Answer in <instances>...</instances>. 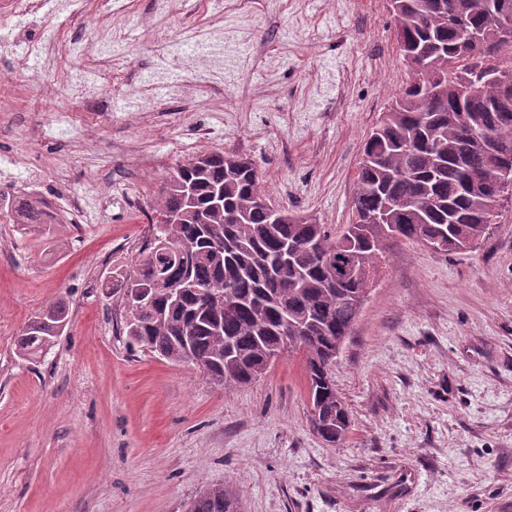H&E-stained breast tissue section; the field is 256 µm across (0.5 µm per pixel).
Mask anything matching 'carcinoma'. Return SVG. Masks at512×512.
Instances as JSON below:
<instances>
[{"instance_id": "obj_1", "label": "carcinoma", "mask_w": 512, "mask_h": 512, "mask_svg": "<svg viewBox=\"0 0 512 512\" xmlns=\"http://www.w3.org/2000/svg\"><path fill=\"white\" fill-rule=\"evenodd\" d=\"M493 0H388L408 79L366 139L344 232L283 210L274 219L253 163L210 152L179 166L155 200L150 235L136 260L103 287L121 293L123 333L172 362L191 363L225 386L267 373L280 328L297 337L308 392L319 403L328 443L344 440L349 414L329 359L351 334L387 244L400 238L460 253L482 241L498 217L512 169V40L499 38ZM481 93L467 96L463 76ZM467 160L466 169L457 161ZM22 224H52L38 198L0 197ZM356 277L327 283L341 245ZM69 312L62 304L34 317L20 353L45 350ZM187 512H240L222 486L199 491Z\"/></svg>"}]
</instances>
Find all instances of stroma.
<instances>
[{
	"instance_id": "obj_1",
	"label": "stroma",
	"mask_w": 512,
	"mask_h": 512,
	"mask_svg": "<svg viewBox=\"0 0 512 512\" xmlns=\"http://www.w3.org/2000/svg\"><path fill=\"white\" fill-rule=\"evenodd\" d=\"M74 46L20 58L47 31ZM68 57L66 83L56 57ZM101 65L90 69L87 55ZM387 0H0V512H186L224 485L241 512H512V200L473 249L393 242L333 368L345 444L308 421L299 355L243 387L130 346L103 288L167 176L251 159L269 201L350 223L364 143L407 79ZM70 322L16 346L44 306ZM8 207L15 212L20 224H52L55 216L47 210L43 201L38 198L22 196L7 201Z\"/></svg>"
}]
</instances>
